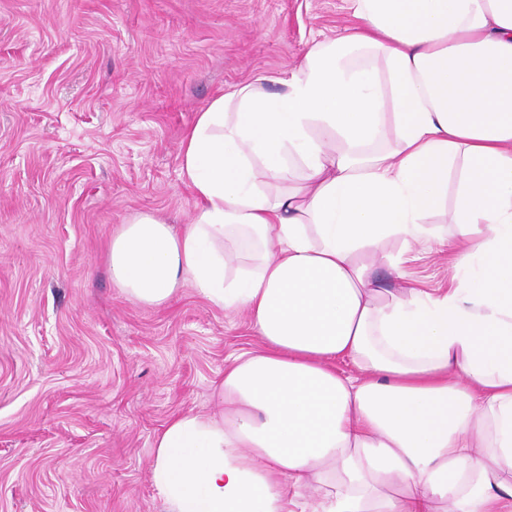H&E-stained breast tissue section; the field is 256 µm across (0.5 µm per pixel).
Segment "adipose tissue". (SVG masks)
Instances as JSON below:
<instances>
[{
  "instance_id": "adipose-tissue-1",
  "label": "adipose tissue",
  "mask_w": 512,
  "mask_h": 512,
  "mask_svg": "<svg viewBox=\"0 0 512 512\" xmlns=\"http://www.w3.org/2000/svg\"><path fill=\"white\" fill-rule=\"evenodd\" d=\"M351 8L296 69L197 113L188 224L137 213L110 239L128 299L190 284L262 341L225 366L221 413L156 435L167 512H512V0ZM429 240L455 256L441 297L403 281Z\"/></svg>"
}]
</instances>
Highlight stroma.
<instances>
[{
    "mask_svg": "<svg viewBox=\"0 0 512 512\" xmlns=\"http://www.w3.org/2000/svg\"><path fill=\"white\" fill-rule=\"evenodd\" d=\"M355 23L350 0H0V512H166L156 434L217 412L260 340L190 284L129 300L109 239L135 212L188 223L197 112ZM452 267L435 244L403 265L434 294Z\"/></svg>",
    "mask_w": 512,
    "mask_h": 512,
    "instance_id": "1",
    "label": "stroma"
}]
</instances>
